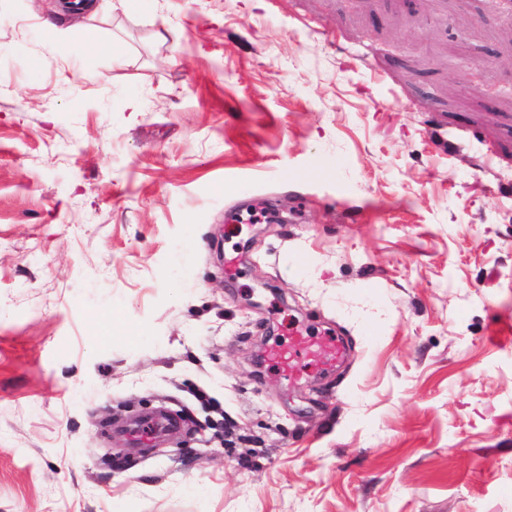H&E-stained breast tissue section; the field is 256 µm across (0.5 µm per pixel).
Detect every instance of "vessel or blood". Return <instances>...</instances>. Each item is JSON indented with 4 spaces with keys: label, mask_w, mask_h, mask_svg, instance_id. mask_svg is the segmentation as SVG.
Masks as SVG:
<instances>
[{
    "label": "vessel or blood",
    "mask_w": 512,
    "mask_h": 512,
    "mask_svg": "<svg viewBox=\"0 0 512 512\" xmlns=\"http://www.w3.org/2000/svg\"><path fill=\"white\" fill-rule=\"evenodd\" d=\"M347 355L345 343L334 333L312 335L306 330L293 332L287 345L269 347L267 357L286 380L298 379L302 368L322 372L343 362ZM177 422L174 415L162 414L134 423L129 433L140 444L169 430Z\"/></svg>",
    "instance_id": "b4317fda"
}]
</instances>
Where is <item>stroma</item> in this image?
<instances>
[{"label": "stroma", "instance_id": "1", "mask_svg": "<svg viewBox=\"0 0 512 512\" xmlns=\"http://www.w3.org/2000/svg\"><path fill=\"white\" fill-rule=\"evenodd\" d=\"M40 2L0 0V512H512V0H102L112 52ZM293 326L344 364H260ZM176 422L177 419L172 414L157 415L135 422L129 429V433L138 444H146L155 436L172 428Z\"/></svg>", "mask_w": 512, "mask_h": 512}]
</instances>
